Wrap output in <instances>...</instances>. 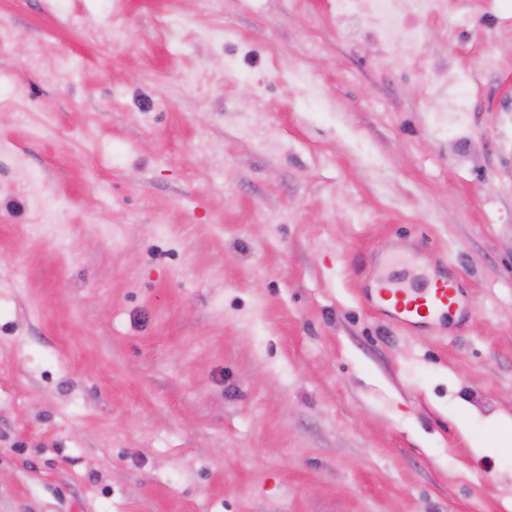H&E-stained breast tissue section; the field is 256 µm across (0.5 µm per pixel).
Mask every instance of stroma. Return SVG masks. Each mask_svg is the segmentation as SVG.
I'll return each mask as SVG.
<instances>
[{
    "label": "stroma",
    "mask_w": 512,
    "mask_h": 512,
    "mask_svg": "<svg viewBox=\"0 0 512 512\" xmlns=\"http://www.w3.org/2000/svg\"><path fill=\"white\" fill-rule=\"evenodd\" d=\"M393 3L0 0V512H512V0ZM399 263V257L386 258L384 273L376 278L374 288L368 289L373 306L391 323L418 328L438 321L468 319L471 308L453 274L440 273L411 283L391 275L389 269Z\"/></svg>",
    "instance_id": "1"
}]
</instances>
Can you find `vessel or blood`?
I'll return each mask as SVG.
<instances>
[{
	"mask_svg": "<svg viewBox=\"0 0 512 512\" xmlns=\"http://www.w3.org/2000/svg\"><path fill=\"white\" fill-rule=\"evenodd\" d=\"M399 262L396 256L385 259L386 273L377 277L368 291L373 306L391 323L418 328L438 321L468 319L471 308L453 274L440 273L411 283L391 275V267Z\"/></svg>",
	"mask_w": 512,
	"mask_h": 512,
	"instance_id": "b4317fda",
	"label": "vessel or blood"
}]
</instances>
